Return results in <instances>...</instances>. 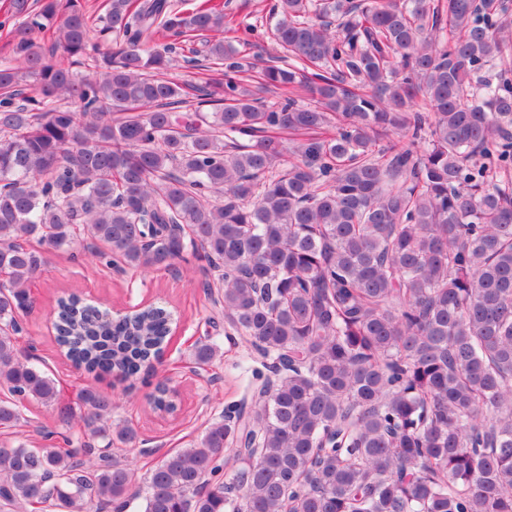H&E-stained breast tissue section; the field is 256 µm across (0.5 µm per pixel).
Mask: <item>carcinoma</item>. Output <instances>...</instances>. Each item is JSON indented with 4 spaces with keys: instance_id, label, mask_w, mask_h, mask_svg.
I'll list each match as a JSON object with an SVG mask.
<instances>
[{
    "instance_id": "cac0c4a2",
    "label": "carcinoma",
    "mask_w": 512,
    "mask_h": 512,
    "mask_svg": "<svg viewBox=\"0 0 512 512\" xmlns=\"http://www.w3.org/2000/svg\"><path fill=\"white\" fill-rule=\"evenodd\" d=\"M0 59V512H512V49L505 0H275L269 105L252 41L201 0H9ZM451 28L449 42L424 31ZM50 30V42L39 34ZM224 83L166 77L176 46ZM93 62V70L79 68ZM426 106L428 113L419 110ZM385 136L389 143L376 149ZM32 240L41 243L36 249ZM168 270L192 255L225 335L259 356L250 401L136 482L114 395L169 345L170 315L75 296L56 342L92 381L66 399L22 356L47 254ZM218 338L195 343L206 365ZM151 403L171 413L166 384ZM58 427L25 434L27 406ZM105 442V449L96 447ZM262 46H258L257 48H253L250 50H246L245 53L242 54H249L251 62L256 63V68L253 71H249L243 74L245 78H247L249 81L248 83L253 84V80L255 79L252 76L257 75V71H259L262 67L266 66L267 64H273L272 61L276 60L279 56L283 55L281 50L276 46L274 42H271L270 40L264 39L263 42L260 43ZM255 57V59H253Z\"/></svg>"
}]
</instances>
